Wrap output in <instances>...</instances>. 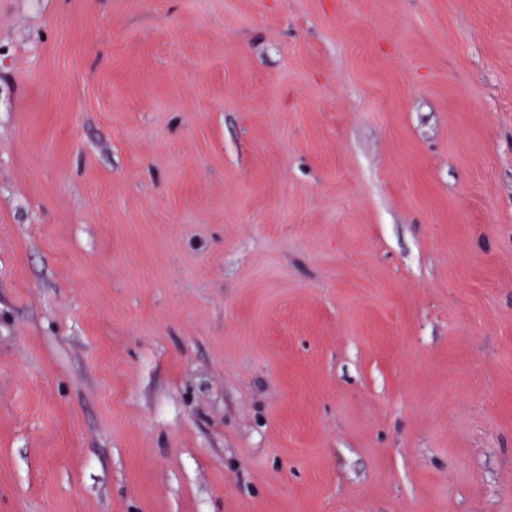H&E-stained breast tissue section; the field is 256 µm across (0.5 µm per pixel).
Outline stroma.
Segmentation results:
<instances>
[{
    "label": "stroma",
    "instance_id": "35a3bbf8",
    "mask_svg": "<svg viewBox=\"0 0 512 512\" xmlns=\"http://www.w3.org/2000/svg\"><path fill=\"white\" fill-rule=\"evenodd\" d=\"M0 512H512V0H0Z\"/></svg>",
    "mask_w": 512,
    "mask_h": 512
}]
</instances>
